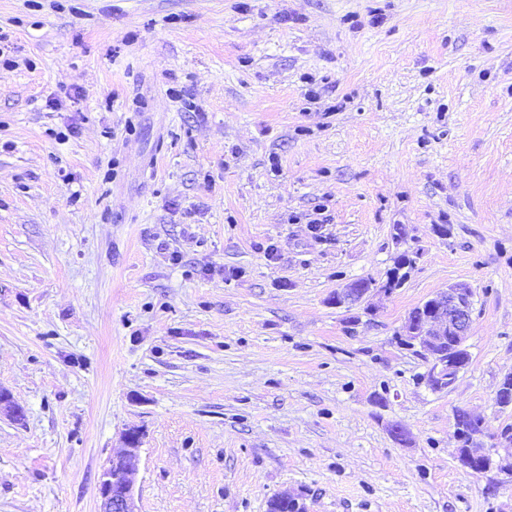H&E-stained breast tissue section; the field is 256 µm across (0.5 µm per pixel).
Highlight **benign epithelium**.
Segmentation results:
<instances>
[{
  "label": "benign epithelium",
  "instance_id": "benign-epithelium-1",
  "mask_svg": "<svg viewBox=\"0 0 512 512\" xmlns=\"http://www.w3.org/2000/svg\"><path fill=\"white\" fill-rule=\"evenodd\" d=\"M370 289L359 283H349L336 290L331 303L338 307L361 304L368 298ZM474 293L466 284L450 285L416 307L409 314L400 333L403 345L420 346L429 355V368L424 375L426 385L434 391L452 386L463 369L465 341L471 333L472 303ZM496 401L503 407L512 406V373L506 374L499 383ZM140 436L125 437L126 448L112 457L103 471L99 484V512H137L135 500L136 476L139 471ZM512 456V438L497 435L494 453H482L473 448L462 456V465L470 468L479 464L482 474L499 470L507 474L506 483L512 484V467L496 464L499 455Z\"/></svg>",
  "mask_w": 512,
  "mask_h": 512
}]
</instances>
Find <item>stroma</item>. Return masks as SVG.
Here are the masks:
<instances>
[{
	"label": "stroma",
	"mask_w": 512,
	"mask_h": 512,
	"mask_svg": "<svg viewBox=\"0 0 512 512\" xmlns=\"http://www.w3.org/2000/svg\"><path fill=\"white\" fill-rule=\"evenodd\" d=\"M0 33V512H98L129 431L138 512H512L454 438L512 424V0H0ZM455 283L435 392L396 335ZM360 284L365 288H362ZM400 285L401 283L393 282L390 277L387 278L385 283L379 286L370 278H361L357 282L349 283L343 288L336 290V293L331 297V303L336 305V307H350L366 301L372 288H382L385 292H390V290L392 291L395 288H399ZM385 288L390 290H386ZM473 297L468 285H450L417 306L399 333L404 346L419 345L428 353L424 381L434 391L447 390L464 368L459 351L467 352L464 345L471 333Z\"/></svg>",
	"instance_id": "obj_1"
}]
</instances>
